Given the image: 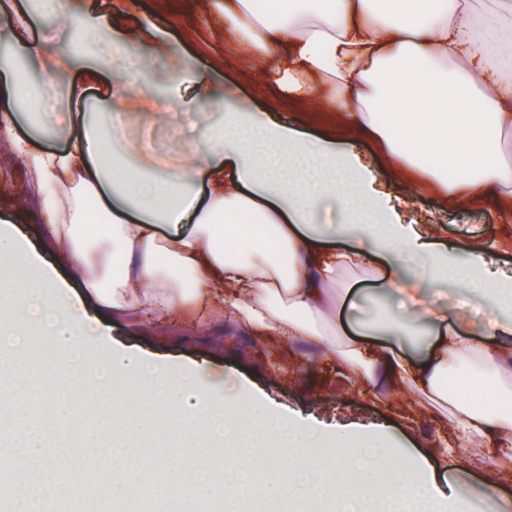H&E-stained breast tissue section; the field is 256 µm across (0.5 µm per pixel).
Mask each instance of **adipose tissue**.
<instances>
[{
    "label": "adipose tissue",
    "mask_w": 512,
    "mask_h": 512,
    "mask_svg": "<svg viewBox=\"0 0 512 512\" xmlns=\"http://www.w3.org/2000/svg\"><path fill=\"white\" fill-rule=\"evenodd\" d=\"M61 0H10L1 16L18 56L38 54L29 29L40 13L79 35L100 36L96 56L84 59L89 78L124 74L129 60L147 65L164 54L167 68L153 88L126 85L121 94L84 101L81 111L40 124L64 148L14 135L12 149L35 176L50 217L46 238L62 259L79 262L95 311L62 302L54 282L36 290L33 315L50 329L42 347L53 354L54 381L45 395L51 414L40 428L19 430L17 447L34 448L55 425V414L79 422L70 395L89 380L80 357L86 334L103 319L155 329L178 311L205 312L207 321L231 319L261 333L304 338L323 349L341 337L350 372L372 392L423 393L446 412L470 454L487 456L489 474L512 468V409L495 395L475 402L482 379H512V277H497L475 243H447L438 231L399 223L396 206L374 186V175L354 148L335 135L311 142L300 126L271 112L195 113L207 133L204 151L175 161L143 156L121 164L112 144L148 120L168 116L163 93L184 82L206 84L193 60L171 49L165 34L144 20L106 21L86 12L70 16ZM226 49L266 60L268 81L289 98L324 93L331 111L370 136L399 168L423 185H438L449 201L491 195L512 207V0L479 10L473 0H285L260 12L257 0H224ZM43 114L45 97L32 94L19 71L0 66V126L19 107ZM122 113L124 126L97 123L103 111ZM209 196L199 201L197 187ZM341 204L346 224H320L324 204ZM23 228L0 229V280L24 288L16 270L32 260ZM374 280L394 301L392 324L355 321L341 308V283ZM453 282L480 296L478 318L464 308L447 315L438 302L417 299V284ZM433 338L420 355L403 344L422 324ZM142 354L118 351L99 392L112 408L101 421L116 442L106 489L114 512H196L220 487L230 512H252L247 484L262 469L269 500L301 499L310 506L336 499L356 508L365 488L364 449L322 443L288 418L229 408L200 391L193 374L170 370L116 393L119 376L143 367ZM470 369L468 391L448 389L460 366ZM171 438L167 448L144 451L149 433ZM222 449L224 463L214 467ZM386 470V496L409 504L436 499L442 512H459L454 490L441 485L428 463L405 468L400 458L375 455ZM40 499L22 480L12 490L14 512H44L47 501L77 494L66 451L44 466ZM158 474L152 498L140 495L145 473Z\"/></svg>",
    "instance_id": "ef3b65f1"
}]
</instances>
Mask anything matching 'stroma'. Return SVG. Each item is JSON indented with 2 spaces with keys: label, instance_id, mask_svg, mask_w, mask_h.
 <instances>
[{
  "label": "stroma",
  "instance_id": "stroma-1",
  "mask_svg": "<svg viewBox=\"0 0 512 512\" xmlns=\"http://www.w3.org/2000/svg\"><path fill=\"white\" fill-rule=\"evenodd\" d=\"M128 12L150 16L166 29L173 46L193 54L199 69H206L209 55L224 48V10L222 0H193L191 10H183L178 0H127ZM32 83L44 96L80 109L82 99H95L112 88L111 81L89 80L80 69L43 83L37 60L28 63ZM237 55L224 59L222 72L210 75L207 86L182 85L184 101L207 111L211 99L223 86L234 87L235 94L224 103L228 111L273 112L281 121L304 128L311 139L332 131L347 142L360 144L372 158L380 181L393 195L405 202L407 223L438 226L448 241L469 238L493 253L500 267L512 272V212L503 211L498 200L485 196L462 205L448 201L431 189L416 186L395 168L367 136L344 127H333L319 99L296 106L284 99L278 87L265 80L262 64H254L241 74ZM205 147L204 131H190L185 115L168 122L143 128L134 143L135 151L146 150L169 158L185 149ZM0 217L28 229L31 242H38L45 224L35 181L21 160L10 151H0ZM86 356L92 366L107 364L116 349L140 352L158 363L174 368H195L201 385L216 396L233 401L250 399L259 410H276L306 420L326 434L345 431L350 440L382 436L389 450L397 452L406 466L415 467L428 457L438 476L459 484L464 492L462 512H485L488 496H495L499 512H512V473L488 477L483 457L467 458L463 470L453 463H442L439 450L443 443H455L457 434L448 418L418 405L404 393L379 397L367 393L361 383L332 351L314 346L308 340L282 341L261 336L242 326L225 323L215 327L174 320L167 328L154 332H135L125 326H112L102 335L85 339ZM13 346L9 338L0 339V450L12 446L11 427L17 409H24L31 422H40L47 414L37 400L15 402L10 389L9 371ZM77 467L88 477L80 500H58L49 512H99L100 491L91 475L106 466L108 458L97 451L75 450ZM495 489H488V482Z\"/></svg>",
  "mask_w": 512,
  "mask_h": 512
}]
</instances>
